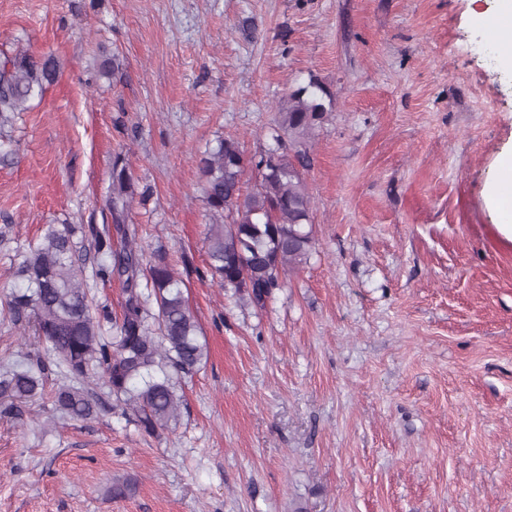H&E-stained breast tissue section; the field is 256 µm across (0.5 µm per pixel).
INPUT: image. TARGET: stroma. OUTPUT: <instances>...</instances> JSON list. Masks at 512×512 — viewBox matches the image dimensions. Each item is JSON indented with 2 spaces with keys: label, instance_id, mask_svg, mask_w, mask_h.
I'll return each instance as SVG.
<instances>
[{
  "label": "stroma",
  "instance_id": "35a3bbf8",
  "mask_svg": "<svg viewBox=\"0 0 512 512\" xmlns=\"http://www.w3.org/2000/svg\"><path fill=\"white\" fill-rule=\"evenodd\" d=\"M493 9L0 0V56L60 64L0 127V373L36 351L4 313L15 254L51 224L112 231L118 154L149 191L127 222L209 347L151 436L99 385L85 421L45 397L0 410V512H512V240L483 196L512 149V71L470 19ZM312 79L335 102L305 173L315 248L258 308L208 272L196 160L220 135L265 150ZM99 261L90 293L116 317ZM117 479L135 492L112 498Z\"/></svg>",
  "mask_w": 512,
  "mask_h": 512
}]
</instances>
